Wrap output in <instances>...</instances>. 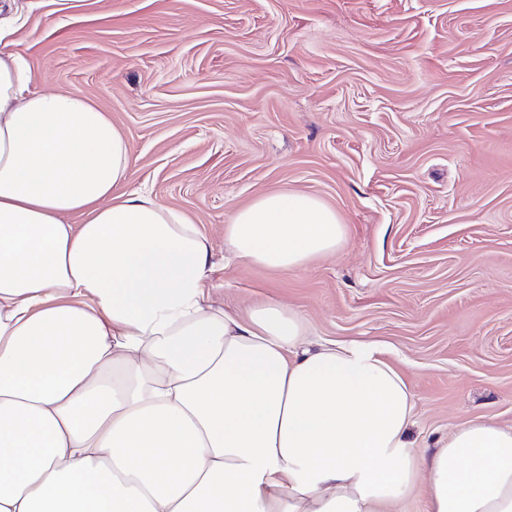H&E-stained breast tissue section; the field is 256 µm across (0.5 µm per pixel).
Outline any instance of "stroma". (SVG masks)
<instances>
[{
    "label": "stroma",
    "instance_id": "obj_1",
    "mask_svg": "<svg viewBox=\"0 0 512 512\" xmlns=\"http://www.w3.org/2000/svg\"><path fill=\"white\" fill-rule=\"evenodd\" d=\"M35 92L81 93L131 149L129 191L213 247L211 294L379 346L432 446L512 425V0H0ZM316 196L346 227L294 272L233 256L232 212Z\"/></svg>",
    "mask_w": 512,
    "mask_h": 512
}]
</instances>
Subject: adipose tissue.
<instances>
[{
	"mask_svg": "<svg viewBox=\"0 0 512 512\" xmlns=\"http://www.w3.org/2000/svg\"><path fill=\"white\" fill-rule=\"evenodd\" d=\"M130 148L72 90L0 54V512H512V426L416 447L375 347L309 344L292 308L216 305L212 246L126 191ZM77 214L81 223H68ZM237 258L292 272L341 246L317 197L261 195Z\"/></svg>",
	"mask_w": 512,
	"mask_h": 512,
	"instance_id": "1",
	"label": "adipose tissue"
}]
</instances>
